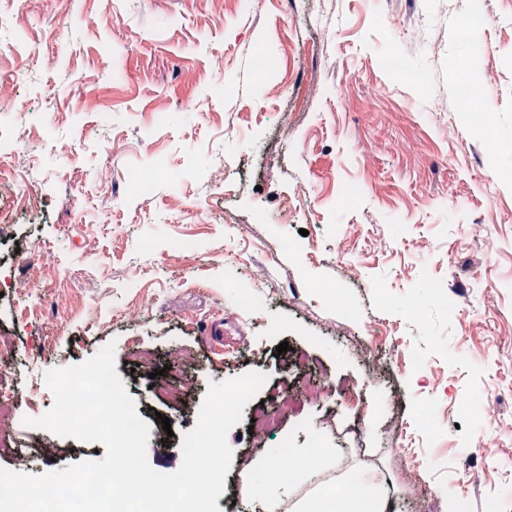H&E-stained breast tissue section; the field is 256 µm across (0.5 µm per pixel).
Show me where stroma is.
Segmentation results:
<instances>
[{
    "mask_svg": "<svg viewBox=\"0 0 512 512\" xmlns=\"http://www.w3.org/2000/svg\"><path fill=\"white\" fill-rule=\"evenodd\" d=\"M16 38L0 121L26 135L0 157V273L42 272L54 315L0 297L10 435L29 451L0 467L95 458L102 443L25 425L53 404L26 389L111 342L162 473L209 382L265 374L228 434L220 512L268 449L317 442L330 453L282 512L349 475L376 481L386 512H413L421 489L441 512H512V0H28L0 30ZM462 81L485 111L458 100ZM32 155L40 205L24 211L11 175ZM134 168L155 172L149 191ZM216 321L220 349L204 334ZM139 346L162 378L131 370ZM322 377L355 383L367 411L304 402L257 448L261 400ZM182 380L183 406L160 399L159 382Z\"/></svg>",
    "mask_w": 512,
    "mask_h": 512,
    "instance_id": "stroma-1",
    "label": "stroma"
}]
</instances>
